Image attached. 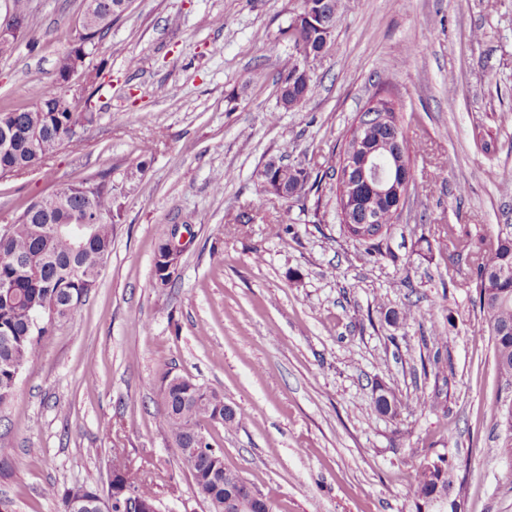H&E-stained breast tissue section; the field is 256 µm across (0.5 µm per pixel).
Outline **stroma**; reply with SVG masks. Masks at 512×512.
I'll list each match as a JSON object with an SVG mask.
<instances>
[{
  "mask_svg": "<svg viewBox=\"0 0 512 512\" xmlns=\"http://www.w3.org/2000/svg\"><path fill=\"white\" fill-rule=\"evenodd\" d=\"M297 5L131 0L84 62L100 72L97 124L78 148L0 179V228L103 170L120 208L97 288L0 406V512H56L45 488H107L117 457L153 479L160 512H205L162 428L167 371L240 414L213 443L273 512H412L419 465L441 456L462 512H512L493 416L508 391L473 275L512 224V0H340L314 94L287 111L282 30ZM82 10L29 0L26 35L0 55V107L32 105ZM384 89L414 186L371 249L345 233L335 189L301 206L262 193L259 173L337 164ZM174 224L185 249L162 288L154 258ZM413 305L430 319L400 320ZM380 386L397 413L376 411Z\"/></svg>",
  "mask_w": 512,
  "mask_h": 512,
  "instance_id": "35a3bbf8",
  "label": "stroma"
}]
</instances>
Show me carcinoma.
<instances>
[{"label": "carcinoma", "mask_w": 512, "mask_h": 512, "mask_svg": "<svg viewBox=\"0 0 512 512\" xmlns=\"http://www.w3.org/2000/svg\"><path fill=\"white\" fill-rule=\"evenodd\" d=\"M322 5L327 26H336L338 0H299L288 26L283 30L293 42L295 54L281 68L279 102L292 110L306 104L314 90L313 76L296 75L299 57L309 49L324 50L329 43L322 31L305 24L307 9ZM128 7V0H84L82 27L71 49L58 61L53 80L37 85L29 109L0 110V128H14L5 139L0 136V179L33 166L65 145L80 142L74 126L78 118L95 120L93 98L98 93L92 79L84 88L85 111L69 95L65 80L93 49ZM344 165L330 166L311 174L300 166H284V172L270 174V182L282 179L287 198L305 201L319 192L324 181L344 184ZM93 185L98 192L85 211L81 188ZM116 203L112 180L96 174L63 184L56 192L27 203L6 234L0 233V405L14 395L20 373L38 349L41 338L60 321L72 318L99 278L112 253V211ZM85 221L90 230L75 245L72 229ZM512 263V232L497 235L492 257L476 267V299L494 347L497 369L505 382L512 381V283L494 282L491 270ZM163 428L166 439L179 452L183 468L203 481L196 493L208 512H221L224 497L238 495L245 485L224 478V451L206 445L204 451L190 450L194 428L239 423L234 415L224 417V395L196 382H184L169 372L162 377ZM382 413L395 412L398 400L391 391L381 390L375 398ZM495 418L508 429L501 454L512 458V413L494 408ZM451 463L444 457L429 467L422 463L412 491L415 512H428L427 498L440 485L449 484ZM131 499L156 500L152 482L128 476ZM94 483H76L59 491H48L57 502V512H96Z\"/></svg>", "instance_id": "carcinoma-1"}]
</instances>
